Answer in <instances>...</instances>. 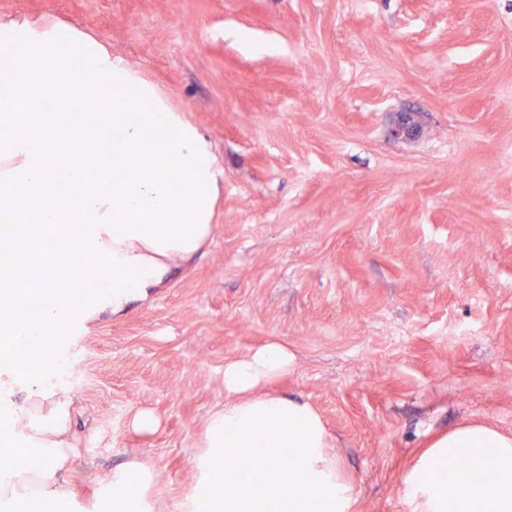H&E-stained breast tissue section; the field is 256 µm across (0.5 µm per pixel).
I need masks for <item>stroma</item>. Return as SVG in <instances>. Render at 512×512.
Here are the masks:
<instances>
[{
    "mask_svg": "<svg viewBox=\"0 0 512 512\" xmlns=\"http://www.w3.org/2000/svg\"><path fill=\"white\" fill-rule=\"evenodd\" d=\"M78 25L211 140L208 244L117 319L64 331L76 498L131 460L154 512L195 483L224 365L270 340L275 393L336 438L357 512H405L433 436L512 433V0H0ZM271 44L245 49L238 32ZM148 410L154 431L130 419Z\"/></svg>",
    "mask_w": 512,
    "mask_h": 512,
    "instance_id": "stroma-1",
    "label": "stroma"
}]
</instances>
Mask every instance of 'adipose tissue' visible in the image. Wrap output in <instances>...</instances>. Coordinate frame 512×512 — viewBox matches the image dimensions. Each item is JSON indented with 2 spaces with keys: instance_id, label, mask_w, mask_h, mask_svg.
<instances>
[{
  "instance_id": "adipose-tissue-1",
  "label": "adipose tissue",
  "mask_w": 512,
  "mask_h": 512,
  "mask_svg": "<svg viewBox=\"0 0 512 512\" xmlns=\"http://www.w3.org/2000/svg\"><path fill=\"white\" fill-rule=\"evenodd\" d=\"M0 227L23 225L27 280L55 296L74 290L57 264L32 254L38 237L31 215L46 224H76L75 238L59 237L82 282L97 283L80 303L53 301L31 319L19 317L16 293L0 291V319L8 318L14 345L41 340L48 326L91 321L102 310L124 315L169 280L175 262L190 260L213 231L222 171L211 143L173 108L155 84L94 35L59 20L0 16ZM100 102L103 110L71 122L67 97ZM56 101L54 112H33L31 99ZM149 111H139L140 103ZM96 178L101 190L69 203L75 182ZM40 369L0 368V430L19 438L34 462L0 472V506L31 500L58 512L73 498L67 479L77 456L68 390L51 382L62 365L47 351ZM292 363L287 346L270 341L224 365V405L208 416L194 460L196 483L177 512H356L359 489L333 453L334 437L311 404L269 393ZM22 401H13L17 387ZM288 448L257 470L255 454ZM451 456L467 468L445 475ZM489 466L479 480L474 465ZM112 512H152L154 475L135 462L104 473ZM406 512H512V434L468 421L432 438L409 463L400 485Z\"/></svg>"
}]
</instances>
